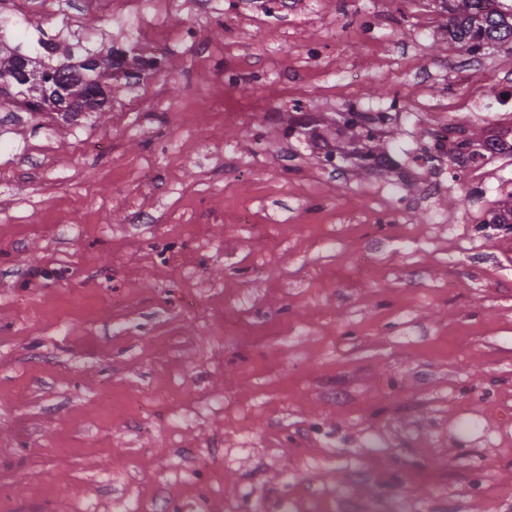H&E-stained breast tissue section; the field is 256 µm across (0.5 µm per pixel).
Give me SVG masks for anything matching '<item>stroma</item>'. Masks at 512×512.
<instances>
[{
	"instance_id": "35a3bbf8",
	"label": "stroma",
	"mask_w": 512,
	"mask_h": 512,
	"mask_svg": "<svg viewBox=\"0 0 512 512\" xmlns=\"http://www.w3.org/2000/svg\"><path fill=\"white\" fill-rule=\"evenodd\" d=\"M52 2L0 0L8 47L166 63L132 106L0 109V512H512V231L480 219L512 155L485 181L413 164L449 117L489 133L437 109L471 89V55L426 33L437 0L250 25L256 0H172L159 43ZM471 57L485 97L512 90V44ZM394 98L390 168L308 184L320 147L352 148L334 118ZM246 188L253 223L225 224Z\"/></svg>"
}]
</instances>
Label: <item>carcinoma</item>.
<instances>
[{"instance_id":"1","label":"carcinoma","mask_w":512,"mask_h":512,"mask_svg":"<svg viewBox=\"0 0 512 512\" xmlns=\"http://www.w3.org/2000/svg\"><path fill=\"white\" fill-rule=\"evenodd\" d=\"M442 8L448 14L451 39L469 53L512 42V4L504 0H442ZM112 54L114 50L109 49L104 55L96 53V60L88 58L77 66L62 62L39 68L30 57L1 46L0 84L18 89L22 103L31 112L100 105L104 101L103 85L119 81L112 70ZM336 124L340 134L370 142L366 154L379 150L366 113L351 111L348 119ZM492 223L512 224V191L502 196Z\"/></svg>"}]
</instances>
